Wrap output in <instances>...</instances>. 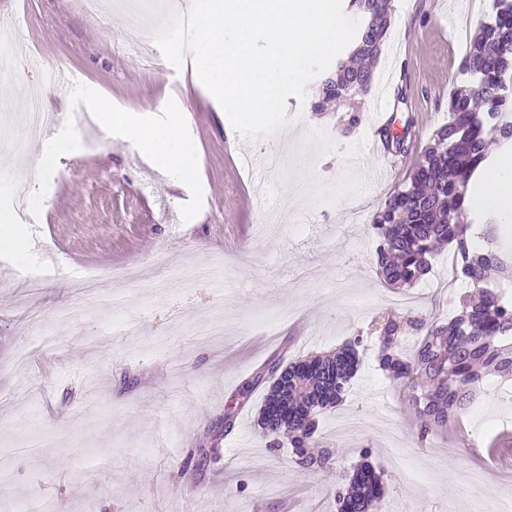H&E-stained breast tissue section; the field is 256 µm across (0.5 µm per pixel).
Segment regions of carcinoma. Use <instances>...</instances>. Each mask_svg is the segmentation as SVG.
<instances>
[{"label": "carcinoma", "instance_id": "carcinoma-1", "mask_svg": "<svg viewBox=\"0 0 512 512\" xmlns=\"http://www.w3.org/2000/svg\"><path fill=\"white\" fill-rule=\"evenodd\" d=\"M366 25L352 57L336 59L334 74L321 81L316 109L345 112L344 130L362 123L356 98L369 93L383 39L391 24L390 0H348ZM467 85L448 97V121L414 160L407 182L394 188L373 215L379 239L377 266L392 286H411L429 273L435 247L455 248L456 277L470 288L458 298L446 325H426L415 316L387 319L379 336V367L399 387L420 425V436L453 425L473 403L485 376L512 377V303L503 299L495 272L512 283V243L506 225L477 214L466 201L481 189L475 177L489 160L491 141L512 148V0H489L485 21L469 37L459 65ZM388 146L406 154L405 136L380 131ZM420 332L411 357L401 349L407 329ZM357 335L333 354L267 368L270 388L259 417L263 435L288 439L295 463L312 472L331 466L320 449L318 416L340 403L359 365ZM336 492L338 512H374L383 495L382 476L363 463Z\"/></svg>", "mask_w": 512, "mask_h": 512}]
</instances>
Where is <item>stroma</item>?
Segmentation results:
<instances>
[{
	"instance_id": "35a3bbf8",
	"label": "stroma",
	"mask_w": 512,
	"mask_h": 512,
	"mask_svg": "<svg viewBox=\"0 0 512 512\" xmlns=\"http://www.w3.org/2000/svg\"><path fill=\"white\" fill-rule=\"evenodd\" d=\"M381 62L387 87L359 103L352 133L336 110L288 97V124L257 140L238 133L198 79L159 49L121 45L130 21L98 22L74 0H9L18 13L16 77L0 84V512L52 500L55 512H337L339 475L370 449L382 473L377 512H496L512 497V462L486 448L512 433V380L488 378L457 428L419 427L377 368L375 317L444 324L463 283L447 253L414 286H386L371 219L448 120L464 54L456 26L483 20L473 0H391ZM73 77L68 100L51 80ZM386 97L410 155L380 162L369 115ZM107 98L142 122L184 127L196 172L173 178L121 128L71 121ZM56 113L51 134L22 141L14 106ZM283 163L268 169L265 157ZM40 162L41 174L25 172ZM33 202L18 213L12 197ZM86 288H79L80 280ZM364 336L348 394L320 420L333 467L309 472L257 425L275 359L335 352ZM232 414V430L214 426ZM483 472L471 485L472 472Z\"/></svg>"
}]
</instances>
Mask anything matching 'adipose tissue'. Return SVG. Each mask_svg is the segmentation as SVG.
Instances as JSON below:
<instances>
[{
	"mask_svg": "<svg viewBox=\"0 0 512 512\" xmlns=\"http://www.w3.org/2000/svg\"><path fill=\"white\" fill-rule=\"evenodd\" d=\"M102 123L124 126L128 136L143 144L158 164L174 171L179 178L186 179L195 172V163L190 148L183 144L181 127L173 123L157 129L144 125L140 119L113 113L108 102L99 104ZM484 191L472 199L474 207L492 212L497 218L512 222V156H501L498 161L483 171Z\"/></svg>",
	"mask_w": 512,
	"mask_h": 512,
	"instance_id": "1",
	"label": "adipose tissue"
}]
</instances>
